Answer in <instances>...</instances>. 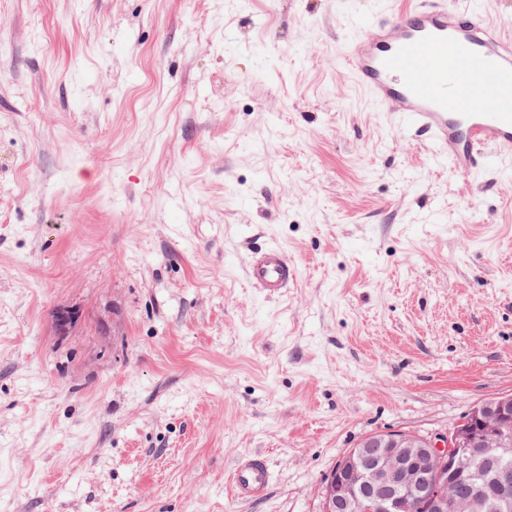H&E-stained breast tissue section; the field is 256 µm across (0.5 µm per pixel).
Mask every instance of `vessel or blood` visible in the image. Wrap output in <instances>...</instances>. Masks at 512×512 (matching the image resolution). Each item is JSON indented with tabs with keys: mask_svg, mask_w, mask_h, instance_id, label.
<instances>
[{
	"mask_svg": "<svg viewBox=\"0 0 512 512\" xmlns=\"http://www.w3.org/2000/svg\"><path fill=\"white\" fill-rule=\"evenodd\" d=\"M354 81L389 112L398 130L426 141L453 176L485 174L512 160V36L473 0H407L375 15L365 35L347 43ZM250 283L283 294L296 268L277 246L252 251ZM271 479L262 454L240 457L229 476L237 502L261 498Z\"/></svg>",
	"mask_w": 512,
	"mask_h": 512,
	"instance_id": "obj_1",
	"label": "vessel or blood"
}]
</instances>
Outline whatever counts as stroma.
<instances>
[{
	"label": "stroma",
	"mask_w": 512,
	"mask_h": 512,
	"mask_svg": "<svg viewBox=\"0 0 512 512\" xmlns=\"http://www.w3.org/2000/svg\"><path fill=\"white\" fill-rule=\"evenodd\" d=\"M395 2L0 0V512H319L512 395V163L449 175L344 65ZM246 271L250 283L266 295L283 294L297 277L296 267L286 252L273 245L252 251ZM271 470L262 454L240 457L229 476V491L236 502H250L261 498L269 487Z\"/></svg>",
	"instance_id": "1"
}]
</instances>
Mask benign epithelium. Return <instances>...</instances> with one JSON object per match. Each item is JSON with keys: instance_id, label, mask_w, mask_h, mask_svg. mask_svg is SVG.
<instances>
[{"instance_id": "obj_1", "label": "benign epithelium", "mask_w": 512, "mask_h": 512, "mask_svg": "<svg viewBox=\"0 0 512 512\" xmlns=\"http://www.w3.org/2000/svg\"><path fill=\"white\" fill-rule=\"evenodd\" d=\"M512 396L475 407L464 427L434 437L383 430L372 433L337 461L321 490L319 512H512V501L497 489L512 483V470L497 468L486 489L457 493V478L473 466H493L512 456Z\"/></svg>"}]
</instances>
